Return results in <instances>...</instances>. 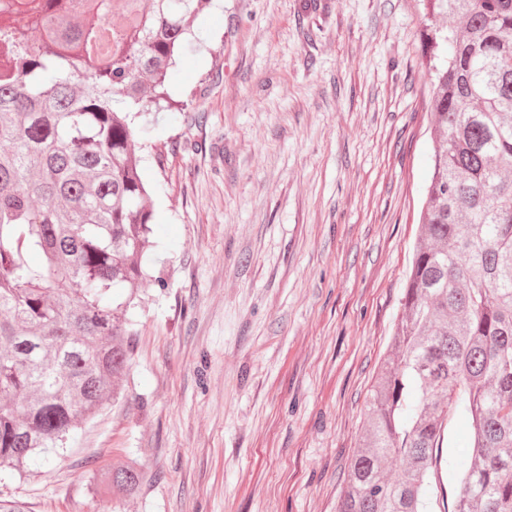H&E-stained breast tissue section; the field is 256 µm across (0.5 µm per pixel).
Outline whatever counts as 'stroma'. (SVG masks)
Returning a JSON list of instances; mask_svg holds the SVG:
<instances>
[{
    "mask_svg": "<svg viewBox=\"0 0 512 512\" xmlns=\"http://www.w3.org/2000/svg\"><path fill=\"white\" fill-rule=\"evenodd\" d=\"M420 0H215L160 115L155 272L116 400L0 485L31 512H336L432 151ZM467 447L445 437L442 488ZM137 464L101 496L88 467Z\"/></svg>",
    "mask_w": 512,
    "mask_h": 512,
    "instance_id": "35a3bbf8",
    "label": "stroma"
}]
</instances>
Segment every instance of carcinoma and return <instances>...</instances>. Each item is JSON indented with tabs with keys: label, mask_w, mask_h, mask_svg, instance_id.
<instances>
[{
	"label": "carcinoma",
	"mask_w": 512,
	"mask_h": 512,
	"mask_svg": "<svg viewBox=\"0 0 512 512\" xmlns=\"http://www.w3.org/2000/svg\"><path fill=\"white\" fill-rule=\"evenodd\" d=\"M122 2L0 0V472L63 455L133 354L158 247L138 149L213 0ZM422 2L421 232L336 512H435L456 417L451 512H512V0ZM143 479L88 469L97 491ZM449 446V448H448ZM467 447V431L463 423L460 421H454L448 426V430L445 437L443 447V462H442V488L438 486V490L435 489L434 501L437 495V503L435 504L434 510L443 511L442 497L444 492V503L446 502L449 510L458 492V485L452 477L454 466L464 457V452Z\"/></svg>",
	"instance_id": "carcinoma-1"
}]
</instances>
